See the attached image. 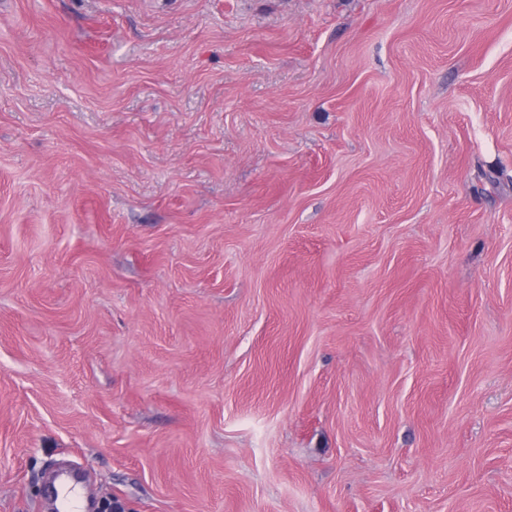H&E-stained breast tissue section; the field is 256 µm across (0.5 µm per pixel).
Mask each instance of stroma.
Segmentation results:
<instances>
[{
	"instance_id": "obj_1",
	"label": "stroma",
	"mask_w": 512,
	"mask_h": 512,
	"mask_svg": "<svg viewBox=\"0 0 512 512\" xmlns=\"http://www.w3.org/2000/svg\"><path fill=\"white\" fill-rule=\"evenodd\" d=\"M512 512V0H0V512Z\"/></svg>"
}]
</instances>
